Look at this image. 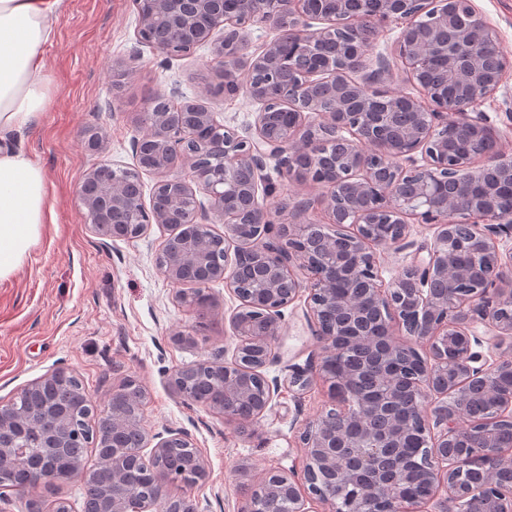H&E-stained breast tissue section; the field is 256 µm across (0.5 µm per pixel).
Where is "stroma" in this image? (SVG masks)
Instances as JSON below:
<instances>
[{"label":"stroma","mask_w":512,"mask_h":512,"mask_svg":"<svg viewBox=\"0 0 512 512\" xmlns=\"http://www.w3.org/2000/svg\"><path fill=\"white\" fill-rule=\"evenodd\" d=\"M474 3L512 60V0ZM136 27L133 0H62L45 46L47 110L16 143L45 173L47 217L23 266L0 282V403L60 367L75 374L100 402L121 379L133 377L147 393L143 423L149 432L190 433L207 464L204 481L191 488L166 484V494L192 500L196 512H242L250 488L268 472L302 475L305 457L298 436L330 408L329 385L319 378L303 391L288 385L289 365H305L319 349L305 318L307 300L301 296L283 310V332L275 343L279 360L264 370L278 388L251 433H238L223 415L169 390L167 379L179 367L201 359L231 361L236 345L231 317L239 300L216 281L208 288L216 309L179 301L178 285L158 268L169 230L154 224L134 240L101 237L80 200L79 182L105 164L134 167L132 142L147 132L144 117L156 94L171 87H179L189 99L205 96L217 120L243 135L250 133L260 106L214 88L218 70L210 47L169 58L139 43ZM402 29V21L387 22L372 43L371 56L386 57L394 71L393 79L378 89L418 97L420 87L408 80L394 53ZM472 113L486 119L496 131L498 147L512 153V70ZM91 131L102 135L101 148H88ZM269 183L259 202L275 223L322 219L321 188L274 172ZM436 231L435 225L412 223L408 248L381 252L383 281L425 258ZM179 332L193 336V343L175 344L173 336ZM8 498L0 512H28L31 502L52 512L60 500L69 512H83V487L77 479L12 491Z\"/></svg>","instance_id":"35a3bbf8"}]
</instances>
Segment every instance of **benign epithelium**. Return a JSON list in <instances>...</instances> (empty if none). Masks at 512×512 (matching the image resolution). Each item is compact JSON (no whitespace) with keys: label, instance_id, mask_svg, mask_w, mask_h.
Wrapping results in <instances>:
<instances>
[{"label":"benign epithelium","instance_id":"benign-epithelium-1","mask_svg":"<svg viewBox=\"0 0 512 512\" xmlns=\"http://www.w3.org/2000/svg\"><path fill=\"white\" fill-rule=\"evenodd\" d=\"M378 3L363 16L367 36L345 40L342 55L330 59L319 51L321 40L328 31L351 29V0H148L146 9L135 0L138 42H144L157 17L170 14L179 33L152 46L172 58L211 45L224 73V95L243 94L261 104L254 132L243 136L219 123L196 100L174 103L182 96L174 87L157 96L167 111L151 113L149 131L133 144L136 159L148 158L144 170L149 172L170 168L178 156L188 161L187 174L155 185L153 195H165L166 204L147 207L141 185L120 176L104 180L108 166L86 174L79 186L99 235L137 239L152 224L165 226L170 236L158 265L170 282L182 283L185 268L193 266L203 281L222 280L239 299L231 317L238 338L233 361L199 360L180 367L169 388L193 402V382L205 374L218 376L224 401L205 406L223 413L242 433L251 431L271 402L262 369L275 359L282 309L301 290L308 291L306 316L322 355L315 366L291 367L288 385L303 391L316 373L329 383L334 405L299 436L307 460L306 489L288 474L271 473L250 491L244 512H267L269 502L282 503L281 512H309V499L328 512H418L441 490L445 496L436 503L438 512H512V446L499 440L502 429H512V392L499 394L482 418L469 413L492 389L495 376L512 372V252L499 249L500 238L512 237V211L497 206L500 179L512 176V157L448 151L450 132L481 141L496 138L495 130L468 110L497 90L506 61L472 0ZM284 19L290 37L279 36L260 52L248 53V26L269 23L279 29ZM391 20L405 23L395 53L409 79L422 88L420 98L374 95L373 85L389 79L392 69L383 57L370 68V45L378 26ZM445 36L494 53L492 73L483 79L485 56L463 60L448 50V73L464 89L458 101L426 85L427 60ZM258 71L266 73V81L252 79ZM203 129L218 134V165L201 147L197 132ZM417 151L421 165L413 156ZM269 160L281 176L325 189L326 221L282 224L271 238L273 220L258 203ZM198 189L207 202L197 199ZM211 214L224 220L222 262L212 253L211 225L202 223ZM411 218L437 225L428 259L403 267L386 284L377 252L408 247ZM243 224L257 229L256 235L239 237ZM297 269L309 273L308 283L299 280ZM373 318L385 330L386 355L412 360L408 391L420 402L414 420L398 413L393 392L374 401L357 397L352 393L356 371H330L329 357L357 344H375ZM477 322L491 328L489 341L498 351V359L479 366L468 334ZM397 329L427 342L429 358L398 341ZM64 379L72 401L50 397L37 415L24 408L25 397ZM118 390L128 391L143 408L146 393L134 378H126ZM112 403L111 397L104 403L93 400L74 374L58 368L1 404L0 500L5 490L23 487L11 476L20 447L14 433H28L45 448H97L96 422L102 420L114 440L136 435L135 447L112 444V486L88 512H148L147 500L167 512H195L192 501L164 493L163 481L178 477L157 472L176 449L188 452L192 467L206 468L191 435L171 430L145 455L150 439L143 422L116 412ZM410 428L424 449L419 467L430 494L422 500L392 492L403 469L389 449L401 447ZM149 474L147 499L138 493L137 479ZM84 475L83 459L74 455L55 467L34 469L29 482Z\"/></svg>","mask_w":512,"mask_h":512}]
</instances>
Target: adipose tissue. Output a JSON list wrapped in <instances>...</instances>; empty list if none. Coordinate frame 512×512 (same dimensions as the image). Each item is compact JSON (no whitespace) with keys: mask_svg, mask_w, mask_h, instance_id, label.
<instances>
[{"mask_svg":"<svg viewBox=\"0 0 512 512\" xmlns=\"http://www.w3.org/2000/svg\"><path fill=\"white\" fill-rule=\"evenodd\" d=\"M61 0H0V280L25 262L45 222L42 168L15 137L46 108L44 47Z\"/></svg>","mask_w":512,"mask_h":512,"instance_id":"1","label":"adipose tissue"}]
</instances>
